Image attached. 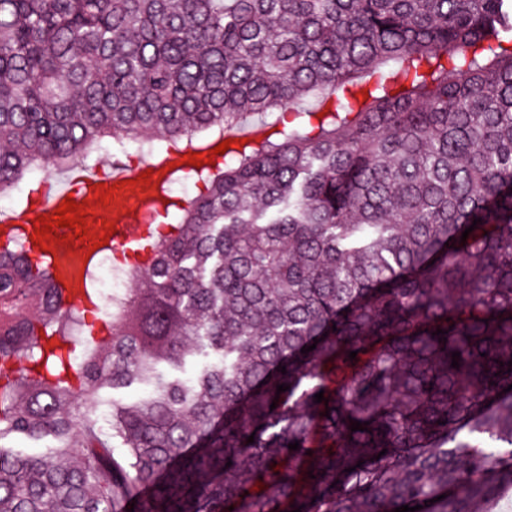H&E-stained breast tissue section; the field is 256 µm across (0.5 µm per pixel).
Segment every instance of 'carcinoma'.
<instances>
[{
  "instance_id": "carcinoma-1",
  "label": "carcinoma",
  "mask_w": 512,
  "mask_h": 512,
  "mask_svg": "<svg viewBox=\"0 0 512 512\" xmlns=\"http://www.w3.org/2000/svg\"><path fill=\"white\" fill-rule=\"evenodd\" d=\"M200 132L233 147L197 196L159 186L178 229L108 341L25 234L0 247V440L57 441L0 446V512H478L512 488V0H0V194L116 134L160 160ZM133 382L104 427L100 391ZM2 444L7 447L22 448L32 454L49 453L56 447V441L51 436H44L37 440L23 438H6Z\"/></svg>"
}]
</instances>
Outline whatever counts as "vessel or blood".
Returning a JSON list of instances; mask_svg holds the SVG:
<instances>
[{
  "label": "vessel or blood",
  "mask_w": 512,
  "mask_h": 512,
  "mask_svg": "<svg viewBox=\"0 0 512 512\" xmlns=\"http://www.w3.org/2000/svg\"><path fill=\"white\" fill-rule=\"evenodd\" d=\"M167 174L166 166L159 165L147 182L132 184L128 181V173L122 170L104 174L93 168L75 169L33 208L31 217H1L0 242L11 240L21 228L27 233H34L32 217L53 216L62 207L65 198H72L86 214L88 232L85 238H74L56 226L52 229L46 249L34 246L30 252L35 259H48L64 303L81 305L86 300L83 270L94 253L95 244L104 239L119 251L146 242L149 227L135 223L134 218L156 206V189ZM106 190L110 191L111 197L105 202L101 195Z\"/></svg>",
  "instance_id": "vessel-or-blood-1"
}]
</instances>
